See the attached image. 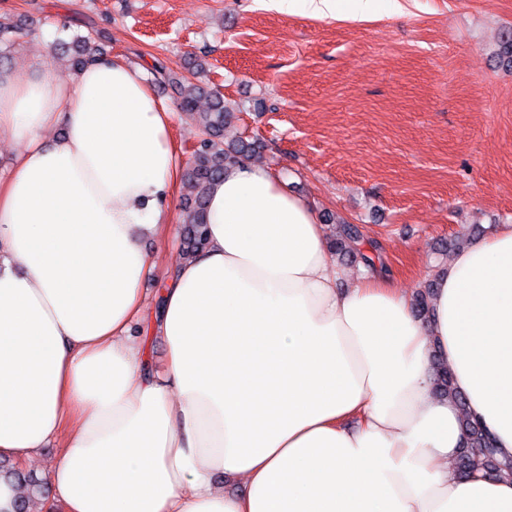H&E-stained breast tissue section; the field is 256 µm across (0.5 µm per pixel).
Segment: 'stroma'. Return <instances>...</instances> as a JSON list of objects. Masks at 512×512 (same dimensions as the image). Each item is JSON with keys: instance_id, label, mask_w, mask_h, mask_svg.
<instances>
[{"instance_id": "obj_1", "label": "stroma", "mask_w": 512, "mask_h": 512, "mask_svg": "<svg viewBox=\"0 0 512 512\" xmlns=\"http://www.w3.org/2000/svg\"><path fill=\"white\" fill-rule=\"evenodd\" d=\"M26 31L15 58L45 37L96 29V48L144 68L174 111L189 154L199 130L179 109L163 64L219 88L237 119L227 137L260 141L256 165L377 244L395 287L416 292L438 246L512 224V68L496 56L512 0H374L361 16L321 18L274 0H0ZM156 265L147 297L183 256L179 241L146 240Z\"/></svg>"}]
</instances>
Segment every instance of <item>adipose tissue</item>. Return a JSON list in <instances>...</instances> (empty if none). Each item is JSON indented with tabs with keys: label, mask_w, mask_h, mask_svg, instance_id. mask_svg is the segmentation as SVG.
Returning <instances> with one entry per match:
<instances>
[{
	"label": "adipose tissue",
	"mask_w": 512,
	"mask_h": 512,
	"mask_svg": "<svg viewBox=\"0 0 512 512\" xmlns=\"http://www.w3.org/2000/svg\"><path fill=\"white\" fill-rule=\"evenodd\" d=\"M171 119L117 57L67 81L44 55L0 70L18 147L0 176V457L58 442L53 512H512V477L455 471L459 411L432 379L445 363L512 459V225L452 255L424 320L388 275L347 277L313 206L239 164L207 192V249L135 336L143 241L168 239L184 169Z\"/></svg>",
	"instance_id": "obj_1"
}]
</instances>
